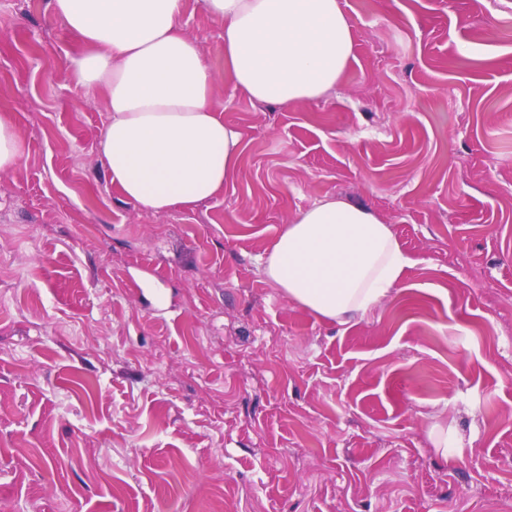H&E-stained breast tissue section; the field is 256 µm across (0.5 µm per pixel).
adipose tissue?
I'll return each instance as SVG.
<instances>
[{
	"instance_id": "adipose-tissue-1",
	"label": "adipose tissue",
	"mask_w": 512,
	"mask_h": 512,
	"mask_svg": "<svg viewBox=\"0 0 512 512\" xmlns=\"http://www.w3.org/2000/svg\"><path fill=\"white\" fill-rule=\"evenodd\" d=\"M76 40L73 82L110 113L99 144L110 179L142 209L221 194L243 153L213 93L214 67L179 19L183 0H47ZM224 23L225 72L251 100L286 107L335 88L352 56L339 0H203ZM409 260L390 225L332 196L299 211L264 262L289 300L345 323L398 286Z\"/></svg>"
}]
</instances>
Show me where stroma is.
Listing matches in <instances>:
<instances>
[{"label":"stroma","instance_id":"stroma-1","mask_svg":"<svg viewBox=\"0 0 512 512\" xmlns=\"http://www.w3.org/2000/svg\"><path fill=\"white\" fill-rule=\"evenodd\" d=\"M334 91L282 107L224 73L234 179L148 213L98 152L99 90L46 0H0V512H505L512 507V0H339ZM410 260L341 324L263 260L324 196ZM455 448L434 445L440 434ZM10 110L0 106V173L14 169L26 152V144L18 134Z\"/></svg>","mask_w":512,"mask_h":512}]
</instances>
